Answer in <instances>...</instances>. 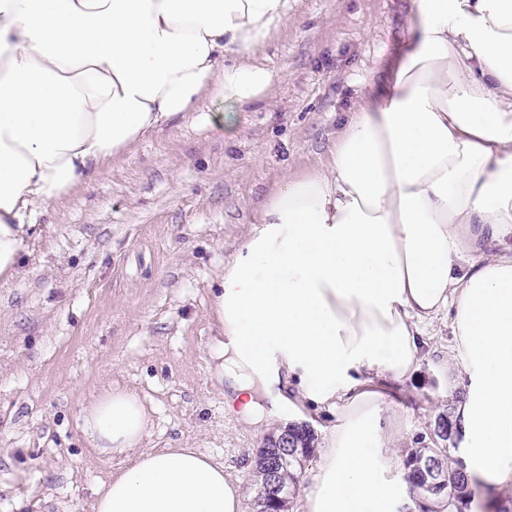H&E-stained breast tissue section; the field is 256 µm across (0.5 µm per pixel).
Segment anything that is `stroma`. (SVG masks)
Listing matches in <instances>:
<instances>
[{
	"mask_svg": "<svg viewBox=\"0 0 512 512\" xmlns=\"http://www.w3.org/2000/svg\"><path fill=\"white\" fill-rule=\"evenodd\" d=\"M412 0H297L298 20L257 60L270 95L238 115L234 137L202 123L163 126L47 205L25 271L0 281V512H93L117 467L90 455L78 412L103 388L153 411L151 447L223 461L253 512L252 464L265 427L224 413L212 382L210 287L287 174L327 164L348 112L389 85L411 37ZM430 351L388 397L398 416L392 476L409 503L404 461L436 436L461 390L447 313L427 322ZM447 371H437L438 362Z\"/></svg>",
	"mask_w": 512,
	"mask_h": 512,
	"instance_id": "obj_1",
	"label": "stroma"
}]
</instances>
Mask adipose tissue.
Listing matches in <instances>:
<instances>
[{
  "mask_svg": "<svg viewBox=\"0 0 512 512\" xmlns=\"http://www.w3.org/2000/svg\"><path fill=\"white\" fill-rule=\"evenodd\" d=\"M296 0H0V278L41 211L147 134L198 113L234 135L275 76L251 57ZM390 86L360 101L329 164L286 175L211 291V376L268 426L336 413L299 512H398L385 386L452 314L469 481L512 485V0H413ZM89 451L120 458L94 512H242V487L192 448L148 447L151 415L107 388L81 412Z\"/></svg>",
  "mask_w": 512,
  "mask_h": 512,
  "instance_id": "adipose-tissue-1",
  "label": "adipose tissue"
}]
</instances>
